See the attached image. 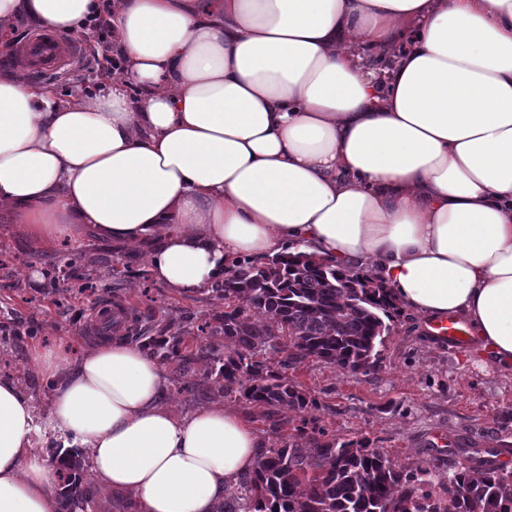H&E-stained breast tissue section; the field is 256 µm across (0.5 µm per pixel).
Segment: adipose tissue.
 Instances as JSON below:
<instances>
[{"label": "adipose tissue", "mask_w": 512, "mask_h": 512, "mask_svg": "<svg viewBox=\"0 0 512 512\" xmlns=\"http://www.w3.org/2000/svg\"><path fill=\"white\" fill-rule=\"evenodd\" d=\"M100 0H0L79 33ZM126 74L61 100L0 74V210L37 240L93 229L194 294L228 259L302 253L379 275L424 318L463 317L512 374V0H117ZM406 50L385 75L364 65ZM142 91L131 102L128 85ZM97 482L139 512H219L264 439L229 406L164 401L121 340L29 350ZM33 414L0 379V512H59Z\"/></svg>", "instance_id": "adipose-tissue-1"}]
</instances>
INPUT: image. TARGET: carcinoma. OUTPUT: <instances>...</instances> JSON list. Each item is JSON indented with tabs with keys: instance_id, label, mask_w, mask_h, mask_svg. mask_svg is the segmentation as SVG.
<instances>
[{
	"instance_id": "carcinoma-1",
	"label": "carcinoma",
	"mask_w": 512,
	"mask_h": 512,
	"mask_svg": "<svg viewBox=\"0 0 512 512\" xmlns=\"http://www.w3.org/2000/svg\"><path fill=\"white\" fill-rule=\"evenodd\" d=\"M211 291L224 312L197 327L224 349L203 345L206 377L262 416L282 409L304 413L316 399L274 369L270 356L290 353L281 366L313 358L357 373L378 366L376 346L396 309L386 287L304 255H276L264 263L238 259ZM183 336H149L142 347L163 362L181 358ZM258 468L224 496L221 512H512V472L473 451L437 485L430 465L395 468L370 442L330 437L325 429L261 450ZM61 493L75 503L90 494L76 453L59 458Z\"/></svg>"
}]
</instances>
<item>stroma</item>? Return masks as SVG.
<instances>
[{
    "instance_id": "obj_1",
    "label": "stroma",
    "mask_w": 512,
    "mask_h": 512,
    "mask_svg": "<svg viewBox=\"0 0 512 512\" xmlns=\"http://www.w3.org/2000/svg\"><path fill=\"white\" fill-rule=\"evenodd\" d=\"M42 86L64 96L91 97L107 83L89 55L74 74L48 76ZM33 269L39 279H31ZM100 303L131 309L127 342L139 343L162 328L184 333L185 364L164 366L165 401L174 412L218 403L242 409L238 398L219 394L202 377L207 363L194 328L224 309L212 292L186 295L163 288L151 276L146 253L88 233L37 245L0 212V375L13 379L32 401L38 453L49 459L54 447L66 451L74 444L51 415L49 379L27 366L28 350L36 344L60 346L81 356L106 337L90 325V308ZM380 354L377 368L357 374L312 359L290 365L289 380L316 399V408L303 415L281 412L275 430L254 414L248 422L271 445L294 435L307 419L328 434L370 441L396 467L430 463L438 483L447 482L449 467L463 463L465 449L512 454V376L485 363L478 341L460 348L441 344L423 317L402 309ZM192 374L199 377L194 393L176 392V383Z\"/></svg>"
}]
</instances>
